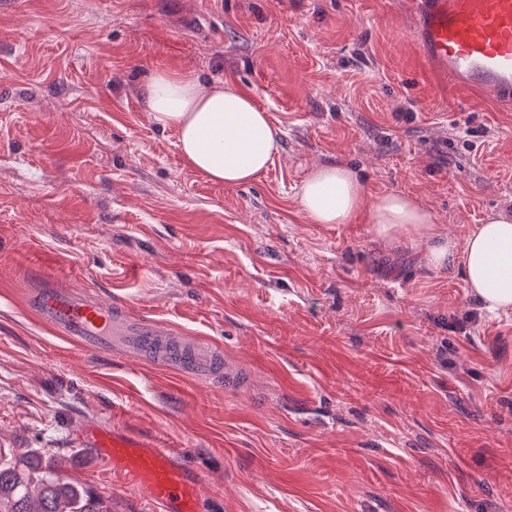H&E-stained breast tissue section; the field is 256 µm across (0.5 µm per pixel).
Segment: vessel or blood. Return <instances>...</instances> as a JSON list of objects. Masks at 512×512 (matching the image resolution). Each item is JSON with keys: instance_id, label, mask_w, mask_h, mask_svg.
<instances>
[{"instance_id": "b4317fda", "label": "vessel or blood", "mask_w": 512, "mask_h": 512, "mask_svg": "<svg viewBox=\"0 0 512 512\" xmlns=\"http://www.w3.org/2000/svg\"><path fill=\"white\" fill-rule=\"evenodd\" d=\"M426 62L450 82L484 98L512 101V0H411ZM29 303L46 324L69 342L108 350L116 336L130 337L138 357L184 370L204 379L223 373L225 385L237 382L222 370V349L212 339L188 336L149 316L129 317L124 306L44 282ZM84 448L121 474L150 508L162 512H199L200 479L183 451L159 440L139 439L99 426L77 434Z\"/></svg>"}]
</instances>
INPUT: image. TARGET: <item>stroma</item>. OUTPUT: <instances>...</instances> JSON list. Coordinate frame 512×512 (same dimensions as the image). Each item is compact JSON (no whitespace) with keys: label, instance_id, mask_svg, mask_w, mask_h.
<instances>
[{"label":"stroma","instance_id":"35a3bbf8","mask_svg":"<svg viewBox=\"0 0 512 512\" xmlns=\"http://www.w3.org/2000/svg\"><path fill=\"white\" fill-rule=\"evenodd\" d=\"M416 29L407 0H0V458L148 512L75 447L101 424L186 450L201 512H512V311L424 237L299 205L338 164L459 250L512 216V105L430 70ZM159 71L250 96L268 171L191 169L145 107ZM48 278L214 339L250 387L65 342L27 304Z\"/></svg>","mask_w":512,"mask_h":512}]
</instances>
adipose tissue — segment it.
<instances>
[{
    "label": "adipose tissue",
    "instance_id": "adipose-tissue-1",
    "mask_svg": "<svg viewBox=\"0 0 512 512\" xmlns=\"http://www.w3.org/2000/svg\"><path fill=\"white\" fill-rule=\"evenodd\" d=\"M146 105L156 126L176 132L187 164L217 183L254 182L280 148V132L268 114L232 89L205 93L195 79L160 71L150 79ZM299 204L315 224H348L365 212L376 235L424 236L425 259L437 269L446 268L453 255L448 241L434 235L429 211L410 195L394 192L368 202L358 177L340 166L309 173ZM462 274L488 310H512V218L490 216L477 225L462 251Z\"/></svg>",
    "mask_w": 512,
    "mask_h": 512
}]
</instances>
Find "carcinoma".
Returning <instances> with one entry per match:
<instances>
[{"label":"carcinoma","instance_id":"carcinoma-1","mask_svg":"<svg viewBox=\"0 0 512 512\" xmlns=\"http://www.w3.org/2000/svg\"><path fill=\"white\" fill-rule=\"evenodd\" d=\"M0 512H112L101 497L62 478L35 451L0 462Z\"/></svg>","mask_w":512,"mask_h":512}]
</instances>
